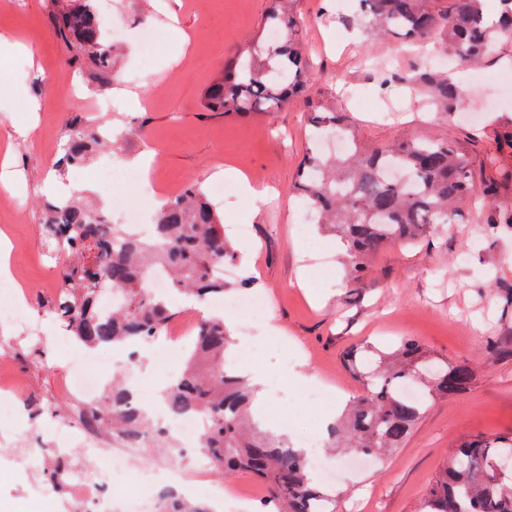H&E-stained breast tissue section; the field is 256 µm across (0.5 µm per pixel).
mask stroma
Here are the masks:
<instances>
[{"mask_svg": "<svg viewBox=\"0 0 512 512\" xmlns=\"http://www.w3.org/2000/svg\"><path fill=\"white\" fill-rule=\"evenodd\" d=\"M55 7L54 0H7L0 7V35L23 44L0 47V153L12 154L24 203L9 210L0 195V232L12 244V287L0 291V305L18 306L23 316L19 323L0 320V355L23 383L9 399L20 417L0 414V512H84L68 491L51 489L42 464L59 423L77 420L61 382L84 349L58 342L60 327L45 302L61 284L64 259L48 257L39 224L44 202L53 197L48 180L74 195L90 183L59 164L78 125L110 129L112 148L94 163L126 167L151 153L150 173L164 190L208 183L231 166L277 192L263 206L232 192L219 206L224 231L242 255L230 287L250 279L252 291L266 299V318L284 331L269 337L263 328L234 325L235 336L258 348L255 366L270 379L298 366L342 406L365 392L354 360L363 344L385 347L405 337L436 358L472 366L470 386L452 400L429 402L402 448L330 483L335 512H417L453 448L477 435L512 433V229L492 226L479 204L463 223L426 229L417 244L382 247L364 275L352 279L334 235L315 217L299 219L304 205L293 185L311 147L303 99L241 116L205 110V91L225 61L261 33L267 0H111L119 29L112 71L123 78L118 87L72 63L56 34ZM356 8L355 0H297L305 21L298 38L312 59L310 95L332 101L362 144L454 140L476 160L492 155L498 166L511 167L512 153L498 148L494 132L512 118V41L502 42L482 66L450 69L465 96L455 111L440 112L408 84L431 42L394 34L366 39L344 22ZM147 27L160 43L145 63L136 45ZM71 85L73 98L66 92ZM106 96L119 100L117 111H95ZM33 101L39 112H30ZM239 223L249 225V237L237 236ZM159 349L156 343L140 349L136 371L148 388H162L177 369L175 359L159 361ZM301 395L292 388L272 397L263 428H283L294 443L316 430L323 413ZM180 467L184 490H200V503L210 508L216 502L206 493L211 485L255 482L248 472L214 463L199 470L193 455Z\"/></svg>", "mask_w": 512, "mask_h": 512, "instance_id": "35a3bbf8", "label": "stroma"}]
</instances>
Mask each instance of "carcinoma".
Returning <instances> with one entry per match:
<instances>
[{
  "label": "carcinoma",
  "mask_w": 512,
  "mask_h": 512,
  "mask_svg": "<svg viewBox=\"0 0 512 512\" xmlns=\"http://www.w3.org/2000/svg\"><path fill=\"white\" fill-rule=\"evenodd\" d=\"M268 2L264 30L269 40L225 63L205 92L206 111L227 115L279 108L306 91L309 61L295 40L302 19L293 11L294 0ZM357 2L352 22L364 25L369 35L394 33L410 40L434 36L440 51L460 64L476 66L500 41H512V0H496L498 20L493 26L487 22L484 0ZM56 31L76 62L110 78L112 44L90 0L60 13ZM420 81L436 108L452 111L461 101V87L441 70L428 67ZM309 112L313 134H351L333 106L313 102ZM107 147L96 132L76 128L65 161L81 166L95 150ZM388 165L402 169L406 182L387 181L383 173ZM483 165L496 168V177L478 183L470 154L453 140L411 138L372 149L354 142L341 156L308 152L293 190L317 211L321 223L336 225L346 245L349 273L359 278L368 256L381 246L410 243L427 226L463 222L467 206L479 195L489 205L492 223L512 227V199L502 193L512 184V170L497 167L491 158ZM42 231L49 250L67 257L50 309L89 348L161 337L177 312L143 288L146 273L155 266L168 269L176 291L205 300L224 294V282L212 276L213 268L239 260L217 211L196 184L159 209L150 240L132 236L123 224L108 223L103 210L74 198L66 199L62 209L57 202L46 207ZM228 346L224 318L201 320L186 366L163 389L162 403L174 417L205 416L203 445L210 460L233 472H249L266 487L267 499L257 512H318L316 505L331 499L312 484L307 453L254 430L251 387L246 377L228 368ZM362 366L365 394L334 423L329 437H343L347 448L380 460L402 446L429 400L450 399L473 378L468 364L440 362L414 338H403L387 350L368 347ZM409 385L419 389L421 400L406 398ZM80 418L125 445L140 444L152 430L149 419L135 408L133 394L117 379L104 399ZM506 453H512V434L460 444L422 497L418 512H512V470L501 473L496 468ZM71 472L69 460H56L48 470L57 487L67 484ZM161 512L209 509L165 493Z\"/></svg>",
  "instance_id": "cac0c4a2"
}]
</instances>
